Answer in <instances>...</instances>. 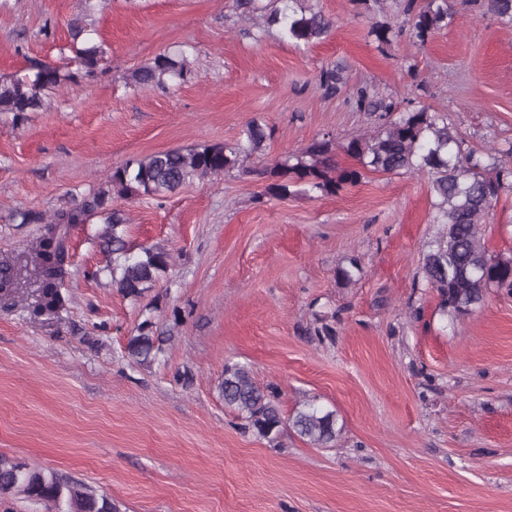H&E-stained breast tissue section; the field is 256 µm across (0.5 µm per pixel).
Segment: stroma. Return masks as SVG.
I'll use <instances>...</instances> for the list:
<instances>
[{"label":"stroma","mask_w":512,"mask_h":512,"mask_svg":"<svg viewBox=\"0 0 512 512\" xmlns=\"http://www.w3.org/2000/svg\"><path fill=\"white\" fill-rule=\"evenodd\" d=\"M310 3L334 26L303 50L236 0H97L95 77L48 92L25 120L0 113V257L23 261L39 235L12 211L52 214L126 160L233 142L254 118L271 129L270 161L370 132L360 87L401 111L447 112L467 147L512 165V25L450 0L451 27L381 49L368 30L403 25L394 0ZM85 7L0 0V76L31 58L65 65L67 23ZM186 44L182 85L131 83ZM333 66L347 85L329 93L319 78ZM361 171L333 195L270 198L233 169L163 200L113 199L130 243L172 256L138 303L102 273L99 220L75 225L67 310L31 316V280L24 300L0 301V455L105 492L120 512H512V291L446 320L436 292L413 285L437 232L427 175ZM483 230L490 254L512 258V188ZM353 255L362 277L338 281ZM320 312L335 313L334 335H309ZM147 319L164 353L140 366L125 346ZM229 359L276 386L284 413L312 398L336 410L335 446L235 428L217 390Z\"/></svg>","instance_id":"stroma-1"}]
</instances>
